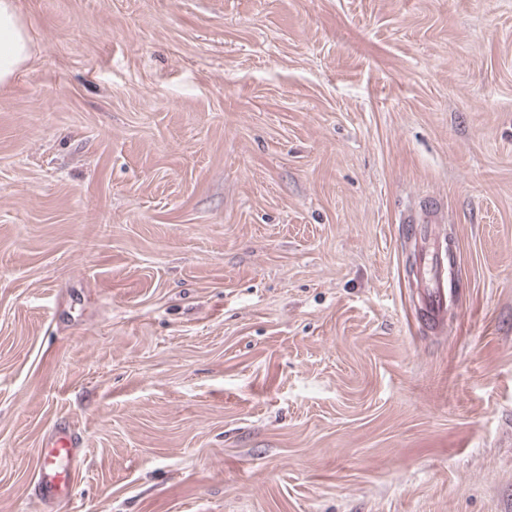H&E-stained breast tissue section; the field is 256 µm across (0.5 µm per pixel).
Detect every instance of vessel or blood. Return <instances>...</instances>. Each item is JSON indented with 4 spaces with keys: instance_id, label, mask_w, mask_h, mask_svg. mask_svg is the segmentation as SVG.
Wrapping results in <instances>:
<instances>
[{
    "instance_id": "obj_1",
    "label": "vessel or blood",
    "mask_w": 512,
    "mask_h": 512,
    "mask_svg": "<svg viewBox=\"0 0 512 512\" xmlns=\"http://www.w3.org/2000/svg\"><path fill=\"white\" fill-rule=\"evenodd\" d=\"M411 243L415 257L414 274L421 286L423 317L433 331H440L455 301L452 286L453 270L445 268L437 252L431 248L433 235L430 225L414 224ZM78 441L67 429L61 428L50 438L48 448L42 449L36 489L48 500L58 499L69 488L70 465L75 458Z\"/></svg>"
}]
</instances>
